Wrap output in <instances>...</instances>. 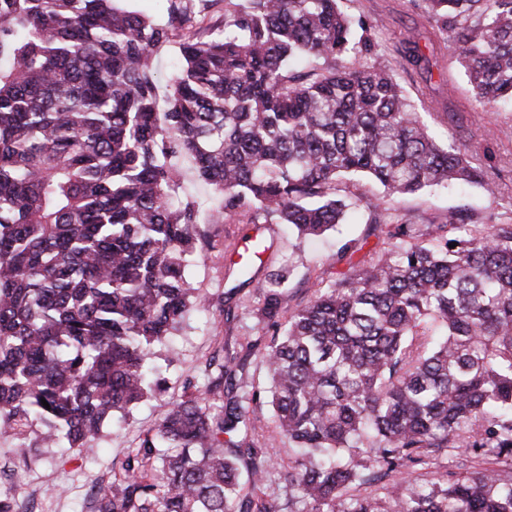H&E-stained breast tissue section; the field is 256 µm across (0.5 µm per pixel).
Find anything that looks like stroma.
Segmentation results:
<instances>
[{
	"instance_id": "stroma-1",
	"label": "stroma",
	"mask_w": 512,
	"mask_h": 512,
	"mask_svg": "<svg viewBox=\"0 0 512 512\" xmlns=\"http://www.w3.org/2000/svg\"><path fill=\"white\" fill-rule=\"evenodd\" d=\"M339 6L364 21L375 44L371 63L396 77L439 140L452 137L463 145L495 191L490 194L472 184L389 196L371 178H346L341 183L344 194L360 198L362 207L327 237L304 242L296 241L284 224L255 226L234 217L217 224L201 222L197 230L206 246L191 261L188 276L206 308L191 313L157 348L170 361L161 402L182 399L186 382L204 386V366L221 344L235 346L256 336L252 311L276 270H292L284 299L293 306L374 257L384 242L378 223L390 214L413 224H436L448 211L465 208L482 224L512 219V101H499L488 110L475 105L447 43L434 36L414 0H340ZM415 52L424 55V62L412 63ZM256 237L267 249L249 269H240L238 253ZM227 306L234 313L230 321L223 314ZM158 404H140L127 418L108 421L91 453L40 447L36 425L19 435L0 434V492L11 491L13 512H93L99 487L120 473L128 452L156 427Z\"/></svg>"
}]
</instances>
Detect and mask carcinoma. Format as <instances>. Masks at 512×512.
<instances>
[{
	"label": "carcinoma",
	"instance_id": "obj_1",
	"mask_svg": "<svg viewBox=\"0 0 512 512\" xmlns=\"http://www.w3.org/2000/svg\"><path fill=\"white\" fill-rule=\"evenodd\" d=\"M166 2L158 23L117 0H0V433L37 422L42 446L82 452L165 392L154 346L205 307L187 274L199 205L175 159L217 220L299 238L360 206L336 193L345 177L391 195L486 183L393 74L360 63L375 45L339 0ZM420 2L475 102L512 99V0ZM176 37L162 100L155 57ZM302 58L326 72L292 74ZM386 228V248L304 303L284 306L291 273L273 274L255 312L269 341L213 355L95 512H512L496 470L420 473L450 450L512 467V223L455 209ZM253 355L265 388L237 380ZM263 403L299 448L284 506ZM179 165L186 192L198 198L201 208L204 211L208 206L207 187L196 179L192 166L187 160H181Z\"/></svg>",
	"mask_w": 512,
	"mask_h": 512
}]
</instances>
